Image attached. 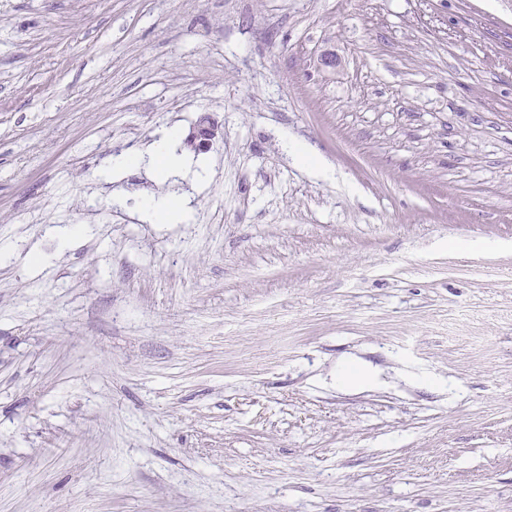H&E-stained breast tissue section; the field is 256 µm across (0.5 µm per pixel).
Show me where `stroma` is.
Masks as SVG:
<instances>
[{"label": "stroma", "instance_id": "35a3bbf8", "mask_svg": "<svg viewBox=\"0 0 512 512\" xmlns=\"http://www.w3.org/2000/svg\"><path fill=\"white\" fill-rule=\"evenodd\" d=\"M1 247L0 512H512V0H0ZM217 127L209 115H202L189 133V144L194 148H205L216 137ZM151 163L155 171H165L178 165L167 139L159 140L153 145ZM142 210L153 224L178 223L190 218L188 202L180 197H148L142 203ZM373 379L371 370L364 363L355 359L345 361L336 370V384L341 387L369 384Z\"/></svg>", "mask_w": 512, "mask_h": 512}]
</instances>
